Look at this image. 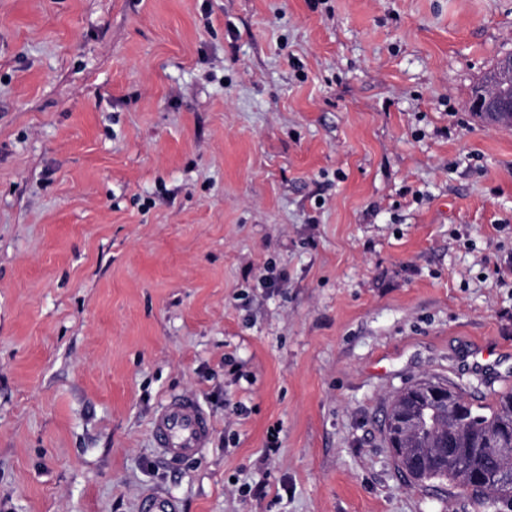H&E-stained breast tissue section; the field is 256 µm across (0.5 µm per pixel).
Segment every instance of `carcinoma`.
I'll list each match as a JSON object with an SVG mask.
<instances>
[{"label":"carcinoma","instance_id":"1","mask_svg":"<svg viewBox=\"0 0 512 512\" xmlns=\"http://www.w3.org/2000/svg\"><path fill=\"white\" fill-rule=\"evenodd\" d=\"M459 409L469 418L463 428L457 427L452 414L440 412L435 426L423 438L406 436L398 443L396 463L407 469L413 456L424 458L427 468L417 479L419 483L446 481L464 493L477 496L484 512H500L504 503L512 501V487H474L471 478L490 477L512 468V460L490 453L488 442L494 438L512 436V393L501 396L496 407L483 411L455 393ZM423 404L419 394L407 387L395 394L388 405L387 415L397 412H419Z\"/></svg>","mask_w":512,"mask_h":512}]
</instances>
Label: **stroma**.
Masks as SVG:
<instances>
[{"label":"stroma","mask_w":512,"mask_h":512,"mask_svg":"<svg viewBox=\"0 0 512 512\" xmlns=\"http://www.w3.org/2000/svg\"><path fill=\"white\" fill-rule=\"evenodd\" d=\"M510 52L512 0H0V512H483L383 421L512 392ZM471 107L491 125H512V53L502 56L477 87ZM423 404L419 394L412 389V385L395 394L388 405L386 421L389 420L393 413L397 412H420ZM212 420L193 398L171 397L153 419L152 435L161 458L170 465L203 455ZM141 512H180L176 499L163 492L146 494L140 502Z\"/></svg>","instance_id":"1"}]
</instances>
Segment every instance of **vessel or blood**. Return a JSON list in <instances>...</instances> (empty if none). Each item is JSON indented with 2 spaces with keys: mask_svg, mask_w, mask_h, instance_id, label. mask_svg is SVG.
Returning a JSON list of instances; mask_svg holds the SVG:
<instances>
[{
  "mask_svg": "<svg viewBox=\"0 0 512 512\" xmlns=\"http://www.w3.org/2000/svg\"><path fill=\"white\" fill-rule=\"evenodd\" d=\"M212 433V420L193 398H170L153 419L152 435L161 458L175 465L197 458L206 450ZM140 512H180L176 499L162 492L146 494Z\"/></svg>",
  "mask_w": 512,
  "mask_h": 512,
  "instance_id": "vessel-or-blood-1",
  "label": "vessel or blood"
}]
</instances>
